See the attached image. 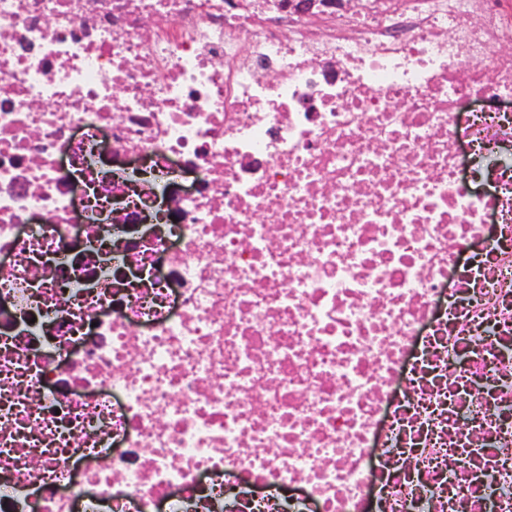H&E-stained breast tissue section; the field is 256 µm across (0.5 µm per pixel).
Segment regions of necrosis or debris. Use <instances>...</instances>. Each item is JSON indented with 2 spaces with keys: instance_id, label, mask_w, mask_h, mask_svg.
I'll use <instances>...</instances> for the list:
<instances>
[{
  "instance_id": "necrosis-or-debris-1",
  "label": "necrosis or debris",
  "mask_w": 512,
  "mask_h": 512,
  "mask_svg": "<svg viewBox=\"0 0 512 512\" xmlns=\"http://www.w3.org/2000/svg\"><path fill=\"white\" fill-rule=\"evenodd\" d=\"M0 512H512V0H0Z\"/></svg>"
}]
</instances>
